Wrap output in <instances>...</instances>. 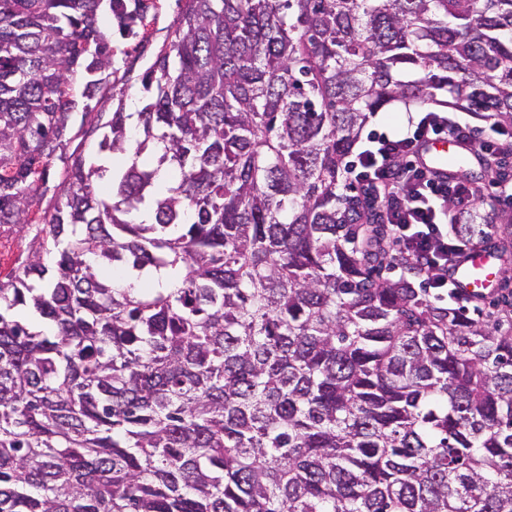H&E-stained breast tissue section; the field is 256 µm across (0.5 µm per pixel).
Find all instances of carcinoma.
<instances>
[{"label": "carcinoma", "mask_w": 512, "mask_h": 512, "mask_svg": "<svg viewBox=\"0 0 512 512\" xmlns=\"http://www.w3.org/2000/svg\"><path fill=\"white\" fill-rule=\"evenodd\" d=\"M132 1L0 0V225L33 233L0 512H512V280L479 321L384 277L346 169L392 102L512 127V0H178L140 112L88 124Z\"/></svg>", "instance_id": "cac0c4a2"}]
</instances>
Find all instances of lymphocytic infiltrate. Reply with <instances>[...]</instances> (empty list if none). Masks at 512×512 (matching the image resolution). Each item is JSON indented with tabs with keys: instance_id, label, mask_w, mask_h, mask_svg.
<instances>
[{
	"instance_id": "1",
	"label": "lymphocytic infiltrate",
	"mask_w": 512,
	"mask_h": 512,
	"mask_svg": "<svg viewBox=\"0 0 512 512\" xmlns=\"http://www.w3.org/2000/svg\"><path fill=\"white\" fill-rule=\"evenodd\" d=\"M448 135L476 145L488 157L503 148L494 138L475 140L470 126L448 113L427 112L409 118L399 136L378 134L370 147L348 163L355 179L377 190L396 249L418 267L447 266L449 257L464 256L475 245L467 227L478 219L476 188L464 182L435 180L414 160L422 140Z\"/></svg>"
}]
</instances>
